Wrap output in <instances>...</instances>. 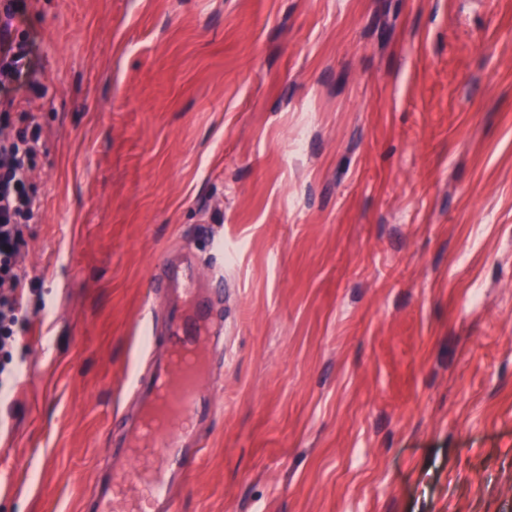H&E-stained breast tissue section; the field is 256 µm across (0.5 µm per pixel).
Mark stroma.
I'll return each instance as SVG.
<instances>
[{"label": "stroma", "instance_id": "stroma-1", "mask_svg": "<svg viewBox=\"0 0 512 512\" xmlns=\"http://www.w3.org/2000/svg\"><path fill=\"white\" fill-rule=\"evenodd\" d=\"M39 129L0 512H89L152 281L224 256L178 512H512V0H17Z\"/></svg>", "mask_w": 512, "mask_h": 512}]
</instances>
